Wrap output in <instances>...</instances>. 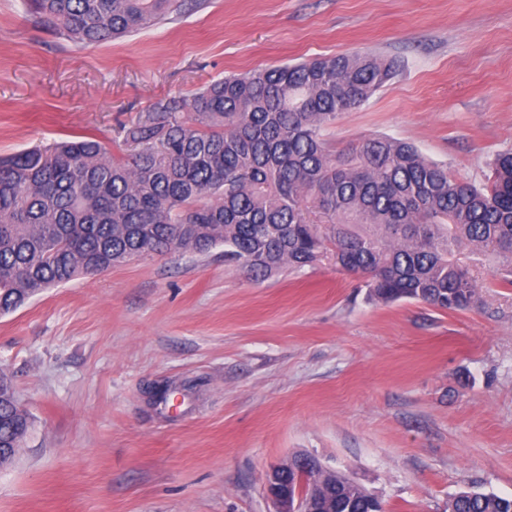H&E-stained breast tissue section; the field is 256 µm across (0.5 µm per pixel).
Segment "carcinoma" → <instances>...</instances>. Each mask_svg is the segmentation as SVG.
Instances as JSON below:
<instances>
[{
  "label": "carcinoma",
  "instance_id": "1",
  "mask_svg": "<svg viewBox=\"0 0 512 512\" xmlns=\"http://www.w3.org/2000/svg\"><path fill=\"white\" fill-rule=\"evenodd\" d=\"M77 44L95 45L179 14L188 0H29ZM396 74L376 56L316 57L216 80L191 102L160 100L123 127L128 158L94 137L0 158V314L46 289L172 249L207 253L252 278L324 260L369 298L441 310L486 305L475 269L512 288V151L479 183L413 145L371 136L334 149L325 131ZM31 428L0 373V448ZM449 512H512V499L462 491ZM336 481L324 512H378Z\"/></svg>",
  "mask_w": 512,
  "mask_h": 512
}]
</instances>
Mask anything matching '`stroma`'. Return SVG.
I'll list each match as a JSON object with an SVG mask.
<instances>
[{
  "instance_id": "35a3bbf8",
  "label": "stroma",
  "mask_w": 512,
  "mask_h": 512,
  "mask_svg": "<svg viewBox=\"0 0 512 512\" xmlns=\"http://www.w3.org/2000/svg\"><path fill=\"white\" fill-rule=\"evenodd\" d=\"M337 54L398 72L327 130L336 149L385 135L470 182L512 150V0H196L88 47L0 0V155L90 135L124 157L122 126L158 101ZM486 294L379 305L330 266L256 281L220 247L49 289L0 315V372L32 421L0 512H268L267 473L298 454L385 512L510 499L512 288Z\"/></svg>"
}]
</instances>
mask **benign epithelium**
<instances>
[{
	"mask_svg": "<svg viewBox=\"0 0 512 512\" xmlns=\"http://www.w3.org/2000/svg\"><path fill=\"white\" fill-rule=\"evenodd\" d=\"M312 470L320 475L336 476V472L326 470L315 457L309 455L292 457L269 472L265 492L272 502V512H318L321 484L309 481L311 494L305 503L298 491L293 489L302 474Z\"/></svg>",
	"mask_w": 512,
	"mask_h": 512,
	"instance_id": "7a95c632",
	"label": "benign epithelium"
}]
</instances>
